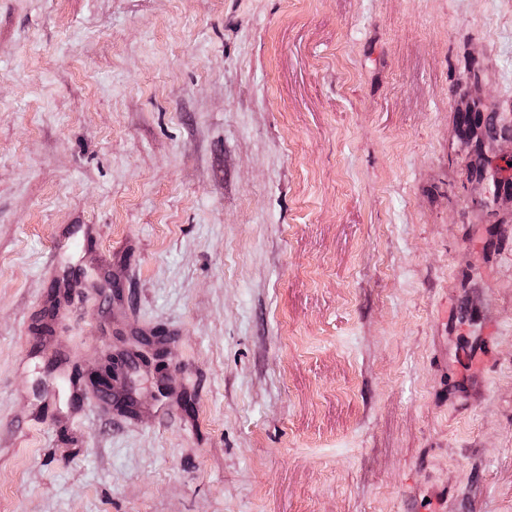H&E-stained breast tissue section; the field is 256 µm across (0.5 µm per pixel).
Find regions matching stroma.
<instances>
[{
    "mask_svg": "<svg viewBox=\"0 0 512 512\" xmlns=\"http://www.w3.org/2000/svg\"><path fill=\"white\" fill-rule=\"evenodd\" d=\"M505 177L512 0H0V512H512Z\"/></svg>",
    "mask_w": 512,
    "mask_h": 512,
    "instance_id": "stroma-1",
    "label": "stroma"
}]
</instances>
